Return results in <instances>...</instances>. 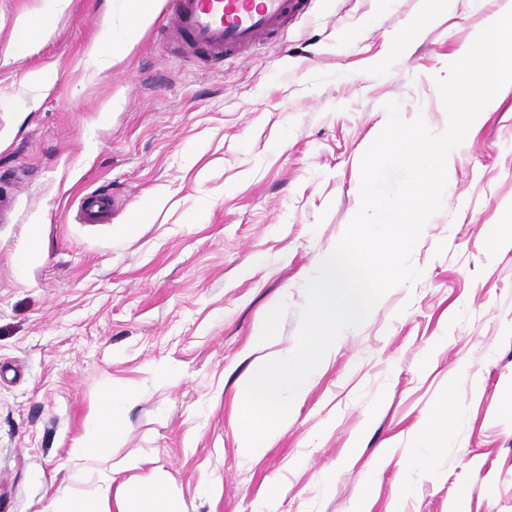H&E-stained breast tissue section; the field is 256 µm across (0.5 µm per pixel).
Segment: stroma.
I'll return each mask as SVG.
<instances>
[{"mask_svg": "<svg viewBox=\"0 0 512 512\" xmlns=\"http://www.w3.org/2000/svg\"><path fill=\"white\" fill-rule=\"evenodd\" d=\"M504 0H448L400 62L388 35L423 0H309L285 31L219 70L184 62L164 12L101 71L126 0H0V512L159 480L183 512H512V89L468 136L453 192L389 290L343 331L290 423L258 457L237 446L253 333L278 303L297 341L315 257L361 205V160L388 102L432 133L436 81ZM50 37L17 56V19ZM121 107L109 108L114 95ZM114 200L85 224L79 200ZM147 222L129 229L148 199ZM112 383L136 388L122 437L78 452ZM452 397L449 446L416 463L424 411ZM134 460V469L112 473ZM411 488L396 495L398 481ZM82 223L107 224L112 218V195L100 190L86 193L80 200Z\"/></svg>", "mask_w": 512, "mask_h": 512, "instance_id": "obj_1", "label": "stroma"}]
</instances>
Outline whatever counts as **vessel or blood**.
I'll use <instances>...</instances> for the list:
<instances>
[{
  "mask_svg": "<svg viewBox=\"0 0 512 512\" xmlns=\"http://www.w3.org/2000/svg\"><path fill=\"white\" fill-rule=\"evenodd\" d=\"M304 0H167V22L174 40L214 64L227 52L280 33L288 16L304 8ZM83 223L106 224L112 218V196L94 190L80 200Z\"/></svg>",
  "mask_w": 512,
  "mask_h": 512,
  "instance_id": "vessel-or-blood-1",
  "label": "vessel or blood"
}]
</instances>
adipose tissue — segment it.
<instances>
[{
    "label": "adipose tissue",
    "instance_id": "adipose-tissue-1",
    "mask_svg": "<svg viewBox=\"0 0 512 512\" xmlns=\"http://www.w3.org/2000/svg\"><path fill=\"white\" fill-rule=\"evenodd\" d=\"M135 397L130 385L107 387L100 395L97 406L90 415L80 444V454H94L110 448L121 436L115 416ZM453 415V405L443 400L430 408L421 424V431L429 443V452H418L416 459L429 465L436 452L448 445V422ZM53 512H180L177 503L169 498L156 482L138 484L131 496L119 499L112 496L111 482H104L95 494L56 500Z\"/></svg>",
    "mask_w": 512,
    "mask_h": 512
}]
</instances>
